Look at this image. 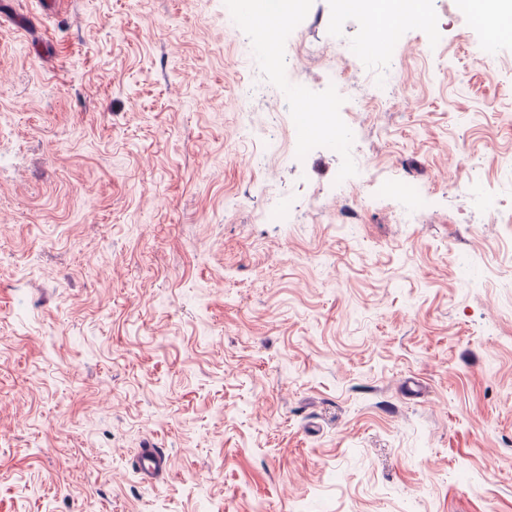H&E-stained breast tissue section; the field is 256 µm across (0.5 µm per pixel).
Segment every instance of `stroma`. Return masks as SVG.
I'll use <instances>...</instances> for the list:
<instances>
[{"mask_svg":"<svg viewBox=\"0 0 512 512\" xmlns=\"http://www.w3.org/2000/svg\"><path fill=\"white\" fill-rule=\"evenodd\" d=\"M296 16L0 0V512H512V37ZM300 0H277L272 7V0H247L246 15L255 20V32L264 39V50L268 61L275 62L278 58L277 39L274 35L288 24L300 7ZM292 25L288 24V26ZM134 461L137 473L147 482L160 479L169 470L168 457L161 448H138Z\"/></svg>","mask_w":512,"mask_h":512,"instance_id":"stroma-1","label":"stroma"}]
</instances>
